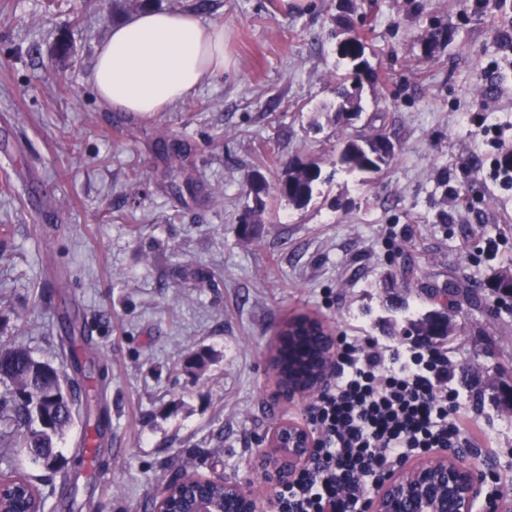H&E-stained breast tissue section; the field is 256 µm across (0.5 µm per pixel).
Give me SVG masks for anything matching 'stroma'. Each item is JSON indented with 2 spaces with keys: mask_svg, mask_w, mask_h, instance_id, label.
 Here are the masks:
<instances>
[{
  "mask_svg": "<svg viewBox=\"0 0 512 512\" xmlns=\"http://www.w3.org/2000/svg\"><path fill=\"white\" fill-rule=\"evenodd\" d=\"M338 2L138 0L223 27L228 59L168 111L139 116L102 105L89 82L97 46L132 14L126 0H0V336L54 362L69 313L93 339L103 372L87 386L110 421L91 457L74 425L61 471L16 449L0 461L36 476L53 512H152L187 466L264 494L257 435L307 409L276 399L268 365L293 316L408 345L409 318L430 309L422 289L462 280L480 304L462 306L440 347L451 386L512 368V300L490 288L512 273V187L492 168L512 151V50L499 40L512 0H352L387 82L364 86L347 131L324 111ZM439 23L452 36L425 56ZM380 125L396 144L381 173L336 171L302 210L277 196L289 161L331 157L347 133ZM492 125L502 143L484 136ZM256 170L269 191L247 232ZM200 350L212 361L183 369ZM467 408L493 442L476 451L485 472L512 488V411L473 397Z\"/></svg>",
  "mask_w": 512,
  "mask_h": 512,
  "instance_id": "1",
  "label": "stroma"
}]
</instances>
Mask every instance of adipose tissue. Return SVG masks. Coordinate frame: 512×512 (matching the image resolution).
<instances>
[{"label":"adipose tissue","mask_w":512,"mask_h":512,"mask_svg":"<svg viewBox=\"0 0 512 512\" xmlns=\"http://www.w3.org/2000/svg\"><path fill=\"white\" fill-rule=\"evenodd\" d=\"M223 29L194 12L140 11L112 26L97 47L89 81L115 112H164L223 72Z\"/></svg>","instance_id":"obj_1"}]
</instances>
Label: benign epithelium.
Instances as JSON below:
<instances>
[{
  "label": "benign epithelium",
  "instance_id": "benign-epithelium-1",
  "mask_svg": "<svg viewBox=\"0 0 512 512\" xmlns=\"http://www.w3.org/2000/svg\"><path fill=\"white\" fill-rule=\"evenodd\" d=\"M276 344L288 343L306 355L305 369L281 380L276 359H270L276 396L307 401L323 388L336 369V337L323 320L299 315L276 332ZM265 452L255 469L267 495L257 497L239 479L205 476L192 468L178 474L179 494L165 486L155 497L154 512H279L277 491L295 479L313 460L317 441L303 424L285 418L260 436ZM485 479L483 465L470 451L440 452L404 464L386 475L365 502V512H473ZM224 486V509L205 498L200 486Z\"/></svg>",
  "mask_w": 512,
  "mask_h": 512
}]
</instances>
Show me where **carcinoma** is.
Returning <instances> with one entry per match:
<instances>
[{
    "instance_id": "obj_1",
    "label": "carcinoma",
    "mask_w": 512,
    "mask_h": 512,
    "mask_svg": "<svg viewBox=\"0 0 512 512\" xmlns=\"http://www.w3.org/2000/svg\"><path fill=\"white\" fill-rule=\"evenodd\" d=\"M332 24L336 55L346 69L345 73L336 74L340 87L334 121L340 123L349 119V113L362 112L363 82L373 84L378 81L379 74L366 57L365 22L357 25L350 17L338 14L332 17ZM381 142L388 143L390 139L375 128L367 134L350 136L338 154L325 162L348 173H379L395 154L393 150L381 148ZM328 181L329 178L322 175L319 162L296 159L288 163L277 191L288 205L302 209ZM446 292L448 304L444 305L437 300V292L429 291V297L436 301L438 308L411 323V335H431L439 320L443 321L441 336L455 332L454 319L448 311L462 301L472 304L475 298L464 282L449 284ZM0 381L11 384V389L0 395V441L5 447L22 448L32 463L53 469L59 457L57 442L78 421L86 429L93 428L98 441L96 447H101L105 427L101 425V419H91L90 394L78 378L66 376L52 363L34 357L25 347L1 343Z\"/></svg>"
}]
</instances>
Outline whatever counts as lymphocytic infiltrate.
Wrapping results in <instances>:
<instances>
[{
  "instance_id": "lymphocytic-infiltrate-1",
  "label": "lymphocytic infiltrate",
  "mask_w": 512,
  "mask_h": 512,
  "mask_svg": "<svg viewBox=\"0 0 512 512\" xmlns=\"http://www.w3.org/2000/svg\"><path fill=\"white\" fill-rule=\"evenodd\" d=\"M339 342L336 384L306 415L318 441L313 465L280 490V512H363L366 494L399 464L478 438L434 347Z\"/></svg>"
}]
</instances>
